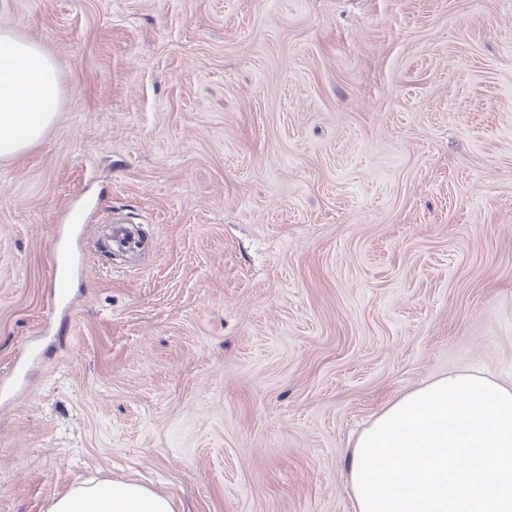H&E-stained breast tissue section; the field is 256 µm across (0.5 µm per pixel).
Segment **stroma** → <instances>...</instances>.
I'll list each match as a JSON object with an SVG mask.
<instances>
[{
    "label": "stroma",
    "instance_id": "stroma-1",
    "mask_svg": "<svg viewBox=\"0 0 512 512\" xmlns=\"http://www.w3.org/2000/svg\"><path fill=\"white\" fill-rule=\"evenodd\" d=\"M0 30L63 90L0 160V512L106 479L353 512L393 402L512 382V0H0ZM111 211L145 255L101 250ZM70 266L71 253L69 244L64 230H61L60 239L55 250V257L49 271L51 290L48 296V304L50 308H55L62 299Z\"/></svg>",
    "mask_w": 512,
    "mask_h": 512
}]
</instances>
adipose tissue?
I'll return each mask as SVG.
<instances>
[{"mask_svg":"<svg viewBox=\"0 0 512 512\" xmlns=\"http://www.w3.org/2000/svg\"><path fill=\"white\" fill-rule=\"evenodd\" d=\"M61 86L52 59L0 31V159L37 144ZM354 512H512V383L451 373L380 413L351 443ZM48 512H174L171 498L137 483L87 481Z\"/></svg>","mask_w":512,"mask_h":512,"instance_id":"adipose-tissue-1","label":"adipose tissue"}]
</instances>
